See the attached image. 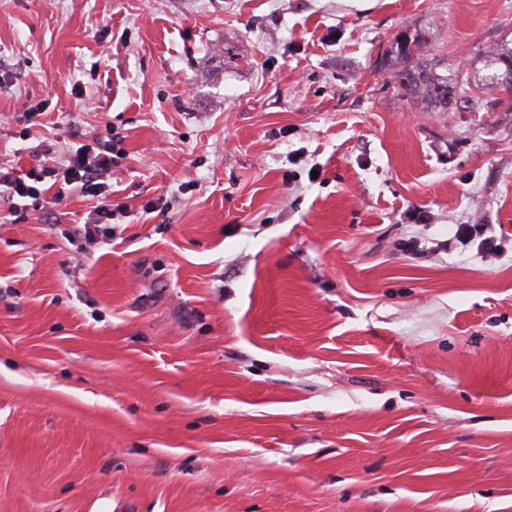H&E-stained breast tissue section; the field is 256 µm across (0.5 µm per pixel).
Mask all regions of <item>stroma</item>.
<instances>
[{"mask_svg":"<svg viewBox=\"0 0 512 512\" xmlns=\"http://www.w3.org/2000/svg\"><path fill=\"white\" fill-rule=\"evenodd\" d=\"M401 36L483 109L406 94ZM506 39L512 0H0V163L113 137L125 211L0 198V512H512ZM511 45V46H510ZM485 66L495 68L489 77V85L499 91L512 94V43L504 42L485 61ZM485 232L484 224H458L453 240L463 247H468L477 237H483ZM500 250V244H497L492 236L481 238L477 245V252L486 256L497 254Z\"/></svg>","mask_w":512,"mask_h":512,"instance_id":"35a3bbf8","label":"stroma"}]
</instances>
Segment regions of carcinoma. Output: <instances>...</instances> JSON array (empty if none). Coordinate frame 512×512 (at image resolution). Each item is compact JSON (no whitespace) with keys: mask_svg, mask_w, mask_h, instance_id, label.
I'll use <instances>...</instances> for the list:
<instances>
[{"mask_svg":"<svg viewBox=\"0 0 512 512\" xmlns=\"http://www.w3.org/2000/svg\"><path fill=\"white\" fill-rule=\"evenodd\" d=\"M388 54L399 64L395 72L397 82L412 96H420L443 110H448V87L456 83L428 67L419 50V41L402 37L390 47ZM485 66L495 69L489 85L512 94V44L504 42L485 61Z\"/></svg>","mask_w":512,"mask_h":512,"instance_id":"cac0c4a2","label":"carcinoma"}]
</instances>
